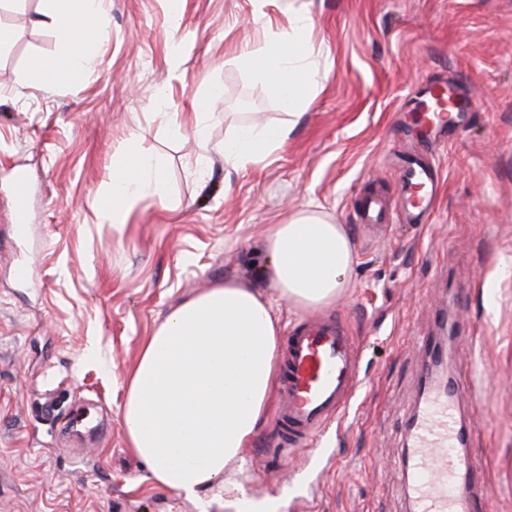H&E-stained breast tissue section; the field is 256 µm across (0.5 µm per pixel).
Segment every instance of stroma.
Masks as SVG:
<instances>
[{"label": "stroma", "instance_id": "35a3bbf8", "mask_svg": "<svg viewBox=\"0 0 512 512\" xmlns=\"http://www.w3.org/2000/svg\"><path fill=\"white\" fill-rule=\"evenodd\" d=\"M298 13L319 91L291 116L253 55ZM0 27V512H197L128 448L124 376L185 297L224 279L268 288V230L303 206L352 237L350 286L325 311L348 320L363 385L339 430L292 454L267 409L239 476L250 497L413 512L406 442L445 343L482 503L512 512V0H107L86 75L53 81L34 67L59 52L46 0H0ZM427 82L467 114L428 155L435 210L367 230L354 205L374 188L398 204ZM215 84L203 161L194 104ZM248 123L291 131L226 166L219 146ZM132 147L162 162L170 198L141 195L117 230L97 199Z\"/></svg>", "mask_w": 512, "mask_h": 512}]
</instances>
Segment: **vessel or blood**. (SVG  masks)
I'll return each instance as SVG.
<instances>
[{
	"mask_svg": "<svg viewBox=\"0 0 512 512\" xmlns=\"http://www.w3.org/2000/svg\"><path fill=\"white\" fill-rule=\"evenodd\" d=\"M421 93L433 105L420 117L424 130L454 123L457 104L446 86L431 83ZM399 177L407 189L402 211L409 219L422 220L435 204L436 169L406 161ZM360 221L370 229L389 223L385 201L368 198ZM361 383L359 348L340 317H307L292 326L275 413L279 439L293 446L319 438L332 421L345 415ZM452 397L451 386L429 387L414 418L410 456L415 512H478L471 481L476 465L456 450L465 432Z\"/></svg>",
	"mask_w": 512,
	"mask_h": 512,
	"instance_id": "1",
	"label": "vessel or blood"
}]
</instances>
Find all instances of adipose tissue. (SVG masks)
<instances>
[{
    "label": "adipose tissue",
    "mask_w": 512,
    "mask_h": 512,
    "mask_svg": "<svg viewBox=\"0 0 512 512\" xmlns=\"http://www.w3.org/2000/svg\"><path fill=\"white\" fill-rule=\"evenodd\" d=\"M49 2L48 16L63 52L37 69L52 80L85 71L105 0ZM311 25L308 16L295 15L288 32L273 35L256 64L292 112L303 109L318 90L310 67L316 50L302 40ZM288 134L284 126H243L225 139L224 162L236 168L263 160ZM146 192L163 202L169 186L160 164L137 153L113 174L99 206L119 229ZM266 247L272 256L266 274L270 291L227 280L176 305L126 373L121 412L128 446L146 465L153 487L191 501L220 487L238 512H253L254 505L242 483H225L224 476L242 469L275 385L281 341L275 304L302 310L330 304L349 288L355 262L344 225L310 207L272 225Z\"/></svg>",
    "instance_id": "adipose-tissue-1"
}]
</instances>
